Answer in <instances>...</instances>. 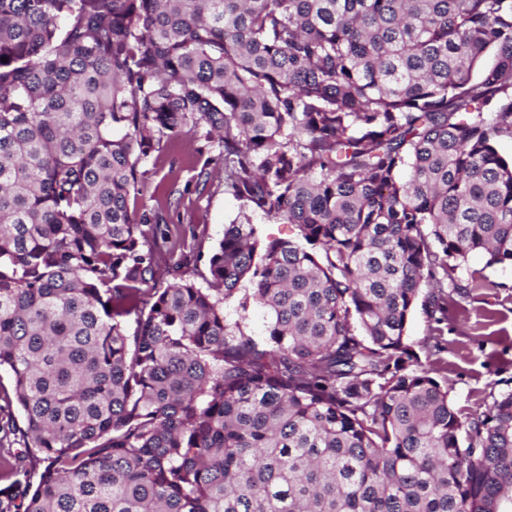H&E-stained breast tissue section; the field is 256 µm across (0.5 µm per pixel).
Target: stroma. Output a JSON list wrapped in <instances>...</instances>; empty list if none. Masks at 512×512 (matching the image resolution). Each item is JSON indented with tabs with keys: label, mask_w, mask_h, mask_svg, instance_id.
<instances>
[{
	"label": "stroma",
	"mask_w": 512,
	"mask_h": 512,
	"mask_svg": "<svg viewBox=\"0 0 512 512\" xmlns=\"http://www.w3.org/2000/svg\"><path fill=\"white\" fill-rule=\"evenodd\" d=\"M223 171L218 148L205 140L175 139L158 161L148 163L149 173L138 186V203L161 208L160 229L176 245L162 263V284L180 279L203 283L207 257L224 235L225 224L239 221V201L225 192L223 180L198 186L203 165ZM469 270L482 272V288L451 293L448 322L441 340H434L437 326L424 307H417L406 326V342L421 367L446 369L456 408L481 412L492 397L512 388V268L486 264L483 254H473Z\"/></svg>",
	"instance_id": "35a3bbf8"
}]
</instances>
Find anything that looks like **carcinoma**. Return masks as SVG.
Listing matches in <instances>:
<instances>
[{"mask_svg":"<svg viewBox=\"0 0 512 512\" xmlns=\"http://www.w3.org/2000/svg\"><path fill=\"white\" fill-rule=\"evenodd\" d=\"M503 136L512 0H0V512H512V390L464 413L405 341L512 267ZM177 137L246 215L148 288ZM250 220L253 224H261L260 227L264 235L294 238L297 233L296 227L293 224H284L261 215H250Z\"/></svg>","mask_w":512,"mask_h":512,"instance_id":"obj_1","label":"carcinoma"}]
</instances>
